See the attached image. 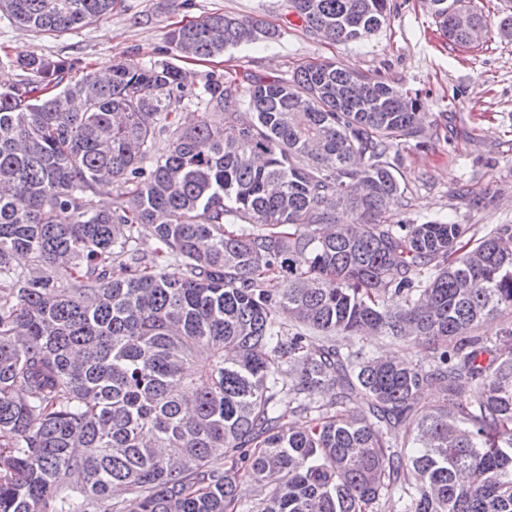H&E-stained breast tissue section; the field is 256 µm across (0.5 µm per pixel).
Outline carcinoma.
Returning <instances> with one entry per match:
<instances>
[{"label":"carcinoma","mask_w":512,"mask_h":512,"mask_svg":"<svg viewBox=\"0 0 512 512\" xmlns=\"http://www.w3.org/2000/svg\"><path fill=\"white\" fill-rule=\"evenodd\" d=\"M430 2L459 47L488 27ZM116 4L0 13L66 32ZM290 8L330 41L389 19L388 0ZM498 29L512 38V0ZM167 39L207 60L254 33L212 14ZM17 66L0 87V512H239L253 486L259 512H512V224L391 218L408 189L390 154L426 146L417 98L334 62L198 92L166 61L67 85L70 61ZM365 334L425 359L342 348Z\"/></svg>","instance_id":"obj_1"}]
</instances>
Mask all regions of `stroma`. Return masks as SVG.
<instances>
[{"instance_id": "1", "label": "stroma", "mask_w": 512, "mask_h": 512, "mask_svg": "<svg viewBox=\"0 0 512 512\" xmlns=\"http://www.w3.org/2000/svg\"><path fill=\"white\" fill-rule=\"evenodd\" d=\"M466 3L490 22L483 43L472 49L449 43L423 0H389V21L351 42L305 31L288 0H122L111 14L58 36L33 33L0 13V82L23 79L17 60L41 55L75 61L74 81L97 72L100 64L133 59L175 63L197 86L211 72L287 79L300 66L334 61L399 83L438 127L427 148L404 147L395 156L409 204L393 207L394 218L448 219L483 233L512 224V39L501 37L495 25L501 0ZM214 13L276 29L279 36L206 61L179 58L167 31ZM462 187L486 194V205L465 206L457 195Z\"/></svg>"}]
</instances>
